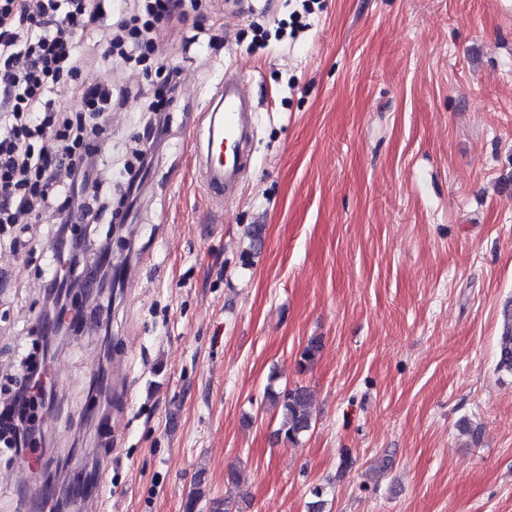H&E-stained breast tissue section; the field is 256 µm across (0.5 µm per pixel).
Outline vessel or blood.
<instances>
[{
  "label": "vessel or blood",
  "instance_id": "1",
  "mask_svg": "<svg viewBox=\"0 0 512 512\" xmlns=\"http://www.w3.org/2000/svg\"><path fill=\"white\" fill-rule=\"evenodd\" d=\"M206 154L198 177L212 201L230 197L252 163L249 144L257 122V108L238 75L225 76L219 94L204 113Z\"/></svg>",
  "mask_w": 512,
  "mask_h": 512
}]
</instances>
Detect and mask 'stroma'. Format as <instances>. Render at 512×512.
Listing matches in <instances>:
<instances>
[{
	"label": "stroma",
	"mask_w": 512,
	"mask_h": 512,
	"mask_svg": "<svg viewBox=\"0 0 512 512\" xmlns=\"http://www.w3.org/2000/svg\"><path fill=\"white\" fill-rule=\"evenodd\" d=\"M300 7L202 0L154 32L151 68L86 70L130 90L110 116L116 172L169 67L182 85L127 224L90 227L131 270L111 335L89 316L51 336L46 473L18 484L0 446V512H28L48 475L59 512H79L67 490L102 459L104 512H186L197 483L242 512H309L318 487L324 512H512V375L495 359L512 299V0H318L297 36L278 33ZM228 72L259 122L253 169L216 213L195 167ZM51 227L0 253V387L45 314ZM269 385L311 393L297 442Z\"/></svg>",
	"instance_id": "stroma-1"
}]
</instances>
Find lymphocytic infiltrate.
Here are the masks:
<instances>
[{
  "label": "lymphocytic infiltrate",
  "instance_id": "1",
  "mask_svg": "<svg viewBox=\"0 0 512 512\" xmlns=\"http://www.w3.org/2000/svg\"><path fill=\"white\" fill-rule=\"evenodd\" d=\"M199 0H141L138 14L112 23V0H0V251H17V226L54 216L48 320L56 326L83 321L82 305L69 302L67 290L90 288L93 272L79 265L91 241L82 224L100 217L125 219L126 211L105 212L111 184L100 178L101 145L110 139L109 116L122 94L112 86L86 81L87 57L73 48L76 36L99 37V60L121 58L148 67L158 46L150 33ZM69 84L72 99L55 96L56 85ZM180 87L178 68H169L147 109L151 114L136 151L125 166V199L138 191L145 166L168 124L166 108ZM24 380L10 402L0 405V435L15 444L21 463L43 467L38 454V409L52 390V363L46 349L25 353Z\"/></svg>",
  "mask_w": 512,
  "mask_h": 512
}]
</instances>
